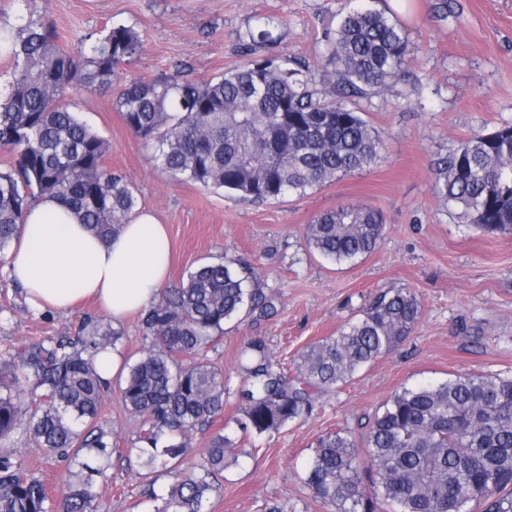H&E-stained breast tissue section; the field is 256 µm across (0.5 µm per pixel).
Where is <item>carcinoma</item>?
Wrapping results in <instances>:
<instances>
[{
    "instance_id": "1",
    "label": "carcinoma",
    "mask_w": 512,
    "mask_h": 512,
    "mask_svg": "<svg viewBox=\"0 0 512 512\" xmlns=\"http://www.w3.org/2000/svg\"><path fill=\"white\" fill-rule=\"evenodd\" d=\"M281 20L263 18L244 46L273 45ZM143 42L130 27L99 33L86 55L58 44L42 14L29 12L0 28V54L13 60L12 80L0 89V150L14 156L0 173V264L31 206L60 200L81 224L108 239L139 207L134 188L104 165L109 142L70 108L77 90L107 91L120 65ZM327 53L344 93L363 94L395 81L414 49L404 28L383 12L350 9L327 35ZM127 127L152 150L155 166L176 182L250 202L308 192L376 165L383 144L346 100L317 96L303 65L286 55L247 60L207 82L176 73L135 79L115 100ZM439 197L488 234L512 233V125L459 142L436 167ZM384 217L367 205L317 215L306 228L310 250L336 265L375 251ZM279 295L254 267L222 255L187 272L144 310L148 348L128 370L120 395L141 419L133 466L143 478L180 463L186 433L206 429L224 411V372L199 354L224 334L228 321H267ZM421 315L407 288L377 294L334 336L298 354L296 375L275 363L259 338L245 347L248 365L238 389L239 430L260 437L307 415L322 393L336 388L411 334ZM118 329L85 323L78 336L14 349L0 367V443L27 418L31 441L45 455L77 464L68 471L62 512H100L95 477L112 456L111 434L99 425L110 381L95 357L116 346ZM236 443L215 434L201 461L174 467L157 512H206ZM305 484L333 512H512V378L460 375L440 384L403 387L390 396L359 437H321ZM45 484L0 456V512H48Z\"/></svg>"
}]
</instances>
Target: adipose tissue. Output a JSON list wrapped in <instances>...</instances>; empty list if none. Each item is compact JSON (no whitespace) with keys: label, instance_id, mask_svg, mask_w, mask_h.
<instances>
[{"label":"adipose tissue","instance_id":"obj_1","mask_svg":"<svg viewBox=\"0 0 512 512\" xmlns=\"http://www.w3.org/2000/svg\"><path fill=\"white\" fill-rule=\"evenodd\" d=\"M169 253L165 226L150 211L137 212L121 233L104 240L46 197L28 212L7 268L36 306L65 311L93 297L118 319L156 301Z\"/></svg>","mask_w":512,"mask_h":512}]
</instances>
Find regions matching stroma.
<instances>
[{"mask_svg":"<svg viewBox=\"0 0 512 512\" xmlns=\"http://www.w3.org/2000/svg\"><path fill=\"white\" fill-rule=\"evenodd\" d=\"M366 5L395 17L416 53L406 76L353 104L383 142L378 163L305 196L244 202L191 182H175L150 161L143 142L113 106V93H81L72 104L106 138L105 164L131 183L141 208L165 224L171 242L168 286L221 254L254 265L281 301L272 320L229 322L206 352L224 372V412L210 428L192 431L193 450L218 433L236 441L240 456L224 471L208 512H262L288 502L294 512H327L303 478L317 441L330 432L359 434L398 389L441 382L459 374L512 376V234L486 235L466 224L435 191L440 158L473 134L512 125V0H0V26L29 12L45 14L60 46L78 56L89 34L117 25L143 40L140 56L122 65L125 76L150 82L183 71L205 82L241 59L242 37L265 16L282 21L279 41L257 45L260 60L285 54L304 60L320 97L333 96L337 75L326 59L325 34L352 7ZM369 205L385 219L376 250L345 266L309 252L306 226L320 212ZM390 288L415 292L421 316L411 335L346 383L319 396L311 414L278 433L247 438L235 419V392L243 374L240 352L253 338L294 371L298 354L333 336ZM122 332L114 349L122 365L149 344L140 313L115 320L92 301L67 312L33 306L7 269L0 268V360L10 344L34 345L75 336L84 319ZM112 386L100 414L112 432V457L96 486L104 512H155L172 477L143 479L128 459L139 446L140 420ZM0 455L42 479L59 505L68 461L46 458L18 427Z\"/></svg>","mask_w":512,"mask_h":512,"instance_id":"35a3bbf8","label":"stroma"}]
</instances>
